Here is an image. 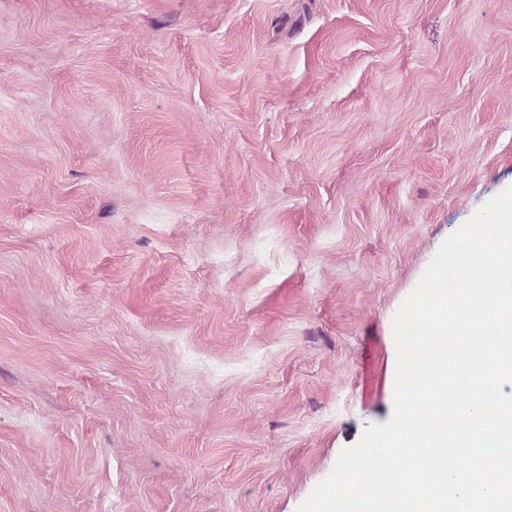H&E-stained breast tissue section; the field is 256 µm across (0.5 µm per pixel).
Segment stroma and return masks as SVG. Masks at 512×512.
Wrapping results in <instances>:
<instances>
[{
	"label": "stroma",
	"mask_w": 512,
	"mask_h": 512,
	"mask_svg": "<svg viewBox=\"0 0 512 512\" xmlns=\"http://www.w3.org/2000/svg\"><path fill=\"white\" fill-rule=\"evenodd\" d=\"M510 187L512 0H0V512H298Z\"/></svg>",
	"instance_id": "obj_1"
}]
</instances>
